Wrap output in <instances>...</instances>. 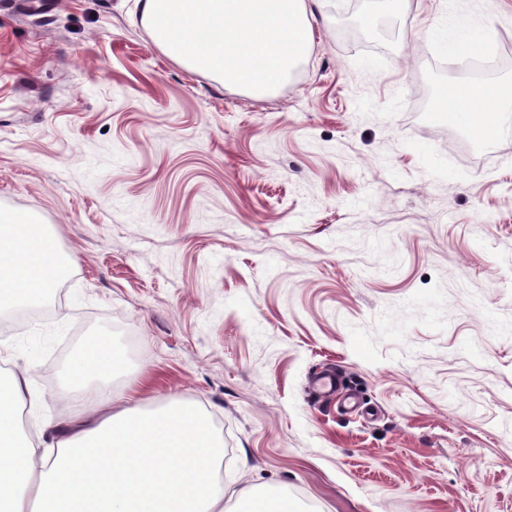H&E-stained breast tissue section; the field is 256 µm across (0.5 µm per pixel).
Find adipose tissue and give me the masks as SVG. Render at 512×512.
<instances>
[{
    "mask_svg": "<svg viewBox=\"0 0 512 512\" xmlns=\"http://www.w3.org/2000/svg\"><path fill=\"white\" fill-rule=\"evenodd\" d=\"M429 30L455 57H486L485 45L451 20L433 17ZM512 94V71L471 74L453 109L473 112L483 98ZM63 270L49 252L42 225L14 217L0 225V309L51 312ZM133 351L102 334L73 355L68 378L75 393L96 384L109 392L117 367ZM38 406L25 373L0 394V512H224V443L208 419L181 403L154 413L101 405L97 415L43 421L38 440L7 420L10 407Z\"/></svg>",
    "mask_w": 512,
    "mask_h": 512,
    "instance_id": "1",
    "label": "adipose tissue"
}]
</instances>
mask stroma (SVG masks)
<instances>
[{"label": "stroma", "instance_id": "1", "mask_svg": "<svg viewBox=\"0 0 512 512\" xmlns=\"http://www.w3.org/2000/svg\"><path fill=\"white\" fill-rule=\"evenodd\" d=\"M339 2L310 4L303 60L256 95L156 46L142 0H0V211L50 229L74 330L18 334L0 377L27 370L36 438L97 409L66 369L106 332L138 344L120 406L222 425L228 492L512 512V138L448 145L465 69L431 66L427 34L448 0ZM329 366L367 415L311 390Z\"/></svg>", "mask_w": 512, "mask_h": 512}]
</instances>
